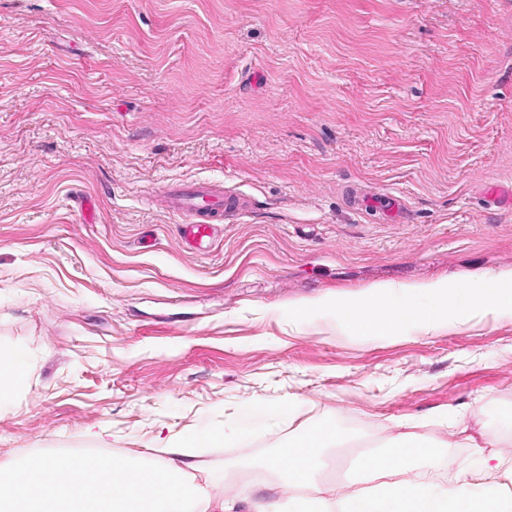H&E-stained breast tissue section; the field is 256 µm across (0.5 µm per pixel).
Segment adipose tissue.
<instances>
[{
	"label": "adipose tissue",
	"mask_w": 512,
	"mask_h": 512,
	"mask_svg": "<svg viewBox=\"0 0 512 512\" xmlns=\"http://www.w3.org/2000/svg\"><path fill=\"white\" fill-rule=\"evenodd\" d=\"M500 275L487 273L462 282L447 291L439 281L405 286L400 298H393L389 287H374L368 300L339 299L336 318L345 328L373 329L422 316L415 301L417 295L444 298L451 311L467 317L478 310L498 308L504 302ZM29 354L24 347H0V407L12 402L28 377ZM335 429L317 428L303 434L290 448L283 450L274 463L299 498L272 506L271 512H512V491L503 489L474 497L471 486L475 473L457 476L441 492L430 489L414 472L416 462L428 461L433 451L420 441L406 437L400 447L388 449L382 459L370 466L379 482L364 495L329 498L320 475L325 469V449L340 445Z\"/></svg>",
	"instance_id": "ef3b65f1"
}]
</instances>
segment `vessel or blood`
Segmentation results:
<instances>
[{
  "mask_svg": "<svg viewBox=\"0 0 512 512\" xmlns=\"http://www.w3.org/2000/svg\"><path fill=\"white\" fill-rule=\"evenodd\" d=\"M161 197L165 210L181 219L186 243L196 249L208 243L225 214L247 208L243 194L209 181L171 184L162 189Z\"/></svg>",
  "mask_w": 512,
  "mask_h": 512,
  "instance_id": "b4317fda",
  "label": "vessel or blood"
}]
</instances>
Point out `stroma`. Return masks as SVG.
Returning a JSON list of instances; mask_svg holds the SVG:
<instances>
[{
  "mask_svg": "<svg viewBox=\"0 0 512 512\" xmlns=\"http://www.w3.org/2000/svg\"><path fill=\"white\" fill-rule=\"evenodd\" d=\"M195 181L250 200L203 252L160 197ZM500 185L512 0H0V345L29 352L0 462L160 458L265 512L305 431L384 449L409 423L432 489L496 439L472 492L512 488V304L452 323L425 297L429 333L335 313L377 284L512 274ZM386 193L404 221L354 204ZM238 419L239 440L180 454ZM249 470L265 481L231 484Z\"/></svg>",
  "mask_w": 512,
  "mask_h": 512,
  "instance_id": "stroma-1",
  "label": "stroma"
}]
</instances>
